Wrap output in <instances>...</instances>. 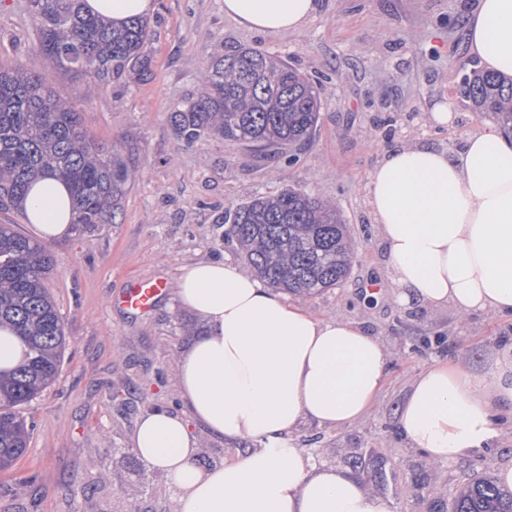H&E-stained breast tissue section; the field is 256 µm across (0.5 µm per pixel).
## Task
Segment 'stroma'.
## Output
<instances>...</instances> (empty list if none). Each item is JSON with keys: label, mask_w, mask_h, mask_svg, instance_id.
Wrapping results in <instances>:
<instances>
[{"label": "stroma", "mask_w": 512, "mask_h": 512, "mask_svg": "<svg viewBox=\"0 0 512 512\" xmlns=\"http://www.w3.org/2000/svg\"><path fill=\"white\" fill-rule=\"evenodd\" d=\"M472 0H319L298 31H251L225 17L223 0H156L150 20L151 74L136 84L87 79L77 104L96 139L137 147V169L120 223L48 242L56 269L47 286L63 317L66 351L56 381L24 409L34 425L27 454L0 472V512H177V497L131 446L143 413L181 411L176 360L202 322L177 307L173 286L192 263L239 262L225 243L226 209L292 185L332 200L358 245L347 279L312 297L291 296L314 318H350L388 351L387 380L367 416L344 428L307 420L294 434L317 462L347 469L356 454L383 457L395 512L449 508L473 472L512 466V427L471 458L437 462L399 434L397 411L414 375L453 357L479 364L498 357L512 321L486 313L459 319L449 307L394 300L387 256L367 185L398 145L457 149L484 126L457 95L473 59L464 42ZM37 38L25 0H0V66L32 54ZM258 48L318 84V126L299 163L262 162L220 138L177 141L168 114L197 89L196 75L217 49ZM451 102L454 120L433 125L434 103ZM169 285L148 313L120 307L129 279ZM419 485H412L413 475Z\"/></svg>", "instance_id": "1"}]
</instances>
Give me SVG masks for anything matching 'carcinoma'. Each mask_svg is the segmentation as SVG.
Instances as JSON below:
<instances>
[{"label": "carcinoma", "instance_id": "1", "mask_svg": "<svg viewBox=\"0 0 512 512\" xmlns=\"http://www.w3.org/2000/svg\"><path fill=\"white\" fill-rule=\"evenodd\" d=\"M85 0H26L38 47L31 57L0 68V210L25 215L32 183L45 176L64 183L78 233L115 224L135 174L132 153L99 141L84 128L75 102L55 98L48 71L76 78L142 82L151 74L148 24L121 27L85 10ZM198 92L178 104L169 123L179 142L211 136L249 148L287 167L315 131L318 85L269 52L244 48L214 53L198 74ZM468 106L492 114L512 132V79L473 68L457 87ZM224 240L236 243L255 273L272 288L313 296L347 278L353 247L347 224L330 200L294 186L253 196L224 212ZM56 260L14 224H0V326L24 342L16 368L0 369V471L27 452L33 425L19 408L56 379L66 349L57 305L47 288ZM355 474L385 481L383 460L357 457ZM451 512H512V492L484 474L453 499Z\"/></svg>", "mask_w": 512, "mask_h": 512}]
</instances>
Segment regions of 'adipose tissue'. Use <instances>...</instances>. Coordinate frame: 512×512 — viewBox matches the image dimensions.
<instances>
[{
	"label": "adipose tissue",
	"mask_w": 512,
	"mask_h": 512,
	"mask_svg": "<svg viewBox=\"0 0 512 512\" xmlns=\"http://www.w3.org/2000/svg\"><path fill=\"white\" fill-rule=\"evenodd\" d=\"M86 5L117 26L155 11V0ZM317 9V0H224L225 15L264 33L299 30ZM464 34L470 56L512 76V0H477ZM368 191L399 305L512 318L511 139L485 126L456 151L396 146ZM27 211L42 240L70 236L62 182L38 179ZM175 299L206 325L178 360L185 410L145 412L132 447L178 489V512H393L353 475L313 466L291 439L306 419L341 428L367 415L386 380L378 336L353 319L312 318L226 259L187 267ZM507 349L482 368L457 360L422 368L398 410L403 437L441 462L493 445L512 423V343ZM194 424L248 448L201 470Z\"/></svg>",
	"instance_id": "adipose-tissue-1"
}]
</instances>
